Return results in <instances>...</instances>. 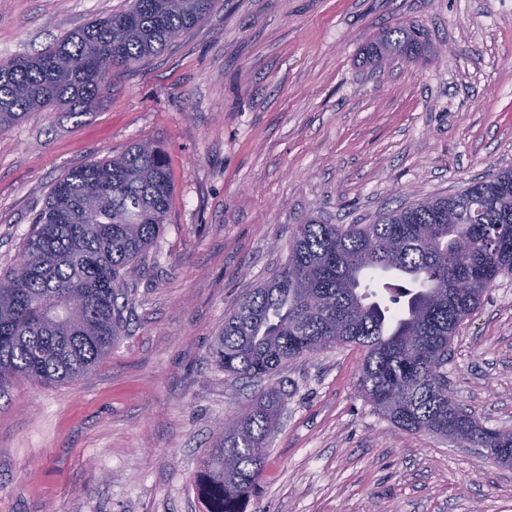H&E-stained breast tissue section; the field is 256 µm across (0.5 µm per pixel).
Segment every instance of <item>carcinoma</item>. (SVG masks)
I'll list each match as a JSON object with an SVG mask.
<instances>
[{"instance_id":"carcinoma-1","label":"carcinoma","mask_w":512,"mask_h":512,"mask_svg":"<svg viewBox=\"0 0 512 512\" xmlns=\"http://www.w3.org/2000/svg\"><path fill=\"white\" fill-rule=\"evenodd\" d=\"M214 0H131L46 51L0 64V133L47 109L80 116L98 103L112 72L163 51L211 11ZM381 62L422 51L418 33L390 30L371 46ZM172 182L162 151L138 142L77 168L51 187L21 246L28 273L0 276V387L16 376L41 385L74 382L123 333L128 268L149 253L169 210ZM423 277L400 307L360 295V274ZM512 274V168L448 196L389 210L373 224H296L273 280L224 318L212 348L224 372L271 379L289 363L336 345L364 352L359 385L401 430L462 448L512 451V430L488 428L448 400L443 372L463 321L487 288ZM474 280L459 293L455 284ZM284 404L274 387L224 421L196 478L208 512H244L262 475L267 436Z\"/></svg>"}]
</instances>
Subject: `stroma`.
Listing matches in <instances>:
<instances>
[{
	"mask_svg": "<svg viewBox=\"0 0 512 512\" xmlns=\"http://www.w3.org/2000/svg\"><path fill=\"white\" fill-rule=\"evenodd\" d=\"M129 0H0V62L33 56ZM420 27L422 55L373 65L382 32ZM151 141L173 192L126 276V331L96 369L0 389V512H205L195 477L258 383L218 368L213 340L285 261L293 225L370 224L512 167V0H215L160 55L120 71L96 109L0 133V272L51 186ZM363 354L288 364L246 512H512V469L398 430L359 386ZM456 397L512 429V275L461 326Z\"/></svg>",
	"mask_w": 512,
	"mask_h": 512,
	"instance_id": "stroma-1",
	"label": "stroma"
}]
</instances>
